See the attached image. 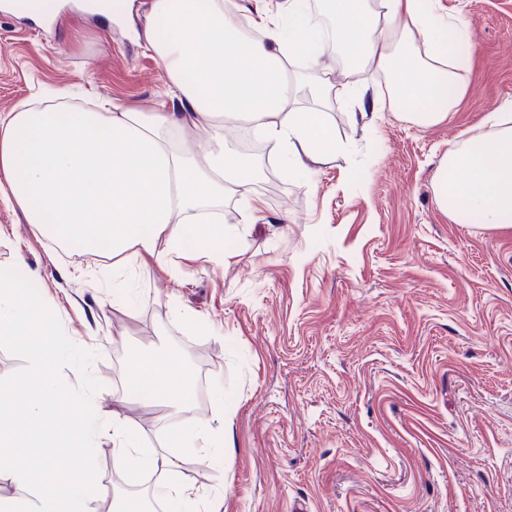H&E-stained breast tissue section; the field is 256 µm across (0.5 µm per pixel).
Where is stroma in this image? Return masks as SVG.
Returning <instances> with one entry per match:
<instances>
[{
  "label": "stroma",
  "instance_id": "obj_1",
  "mask_svg": "<svg viewBox=\"0 0 512 512\" xmlns=\"http://www.w3.org/2000/svg\"><path fill=\"white\" fill-rule=\"evenodd\" d=\"M127 2L121 22L67 9L44 32L0 14V113L73 86L80 108L169 110L150 0ZM435 7L465 16L475 47L457 112L424 130L373 111L384 86L328 51L341 155L305 180L274 167L258 211L226 198L230 263L136 270L133 314L112 308L110 258L58 250L0 200V269L40 273L67 391L119 406L146 448L229 415L224 453L180 454L219 512H512V226L454 223L434 185L463 132L512 100V0ZM162 343L190 357L177 414L125 398L129 351Z\"/></svg>",
  "mask_w": 512,
  "mask_h": 512
}]
</instances>
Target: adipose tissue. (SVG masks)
Masks as SVG:
<instances>
[{
  "mask_svg": "<svg viewBox=\"0 0 512 512\" xmlns=\"http://www.w3.org/2000/svg\"><path fill=\"white\" fill-rule=\"evenodd\" d=\"M331 26L307 0H153L145 33L161 61L175 103L143 112L104 103L96 111L39 112L22 104L0 115V196L27 223L112 258V307L131 298L129 274L153 261H175L168 245L200 238L207 261L232 253L220 220L224 200L251 199L253 158L228 148L226 134L249 126L274 144L290 173L311 175L339 156L336 123L325 109L331 82L325 42L344 51L355 71L385 76L389 105L427 129L453 113L467 91L474 45L462 17L442 20L432 0H323ZM305 86L314 104L294 103ZM201 134L195 146L187 130ZM441 211L461 224H512V101L484 133L449 152L435 176ZM38 272L0 273V341L25 360L16 380L36 397L0 402V478L24 496L14 512H131L103 483L96 449L111 440L124 471H161L168 512H199L193 487L177 478L176 453L142 448L119 409L84 410L64 395L57 371L64 353L56 322L34 291ZM179 349L131 352L127 382L145 403L182 410L193 380Z\"/></svg>",
  "mask_w": 512,
  "mask_h": 512,
  "instance_id": "obj_1",
  "label": "adipose tissue"
}]
</instances>
